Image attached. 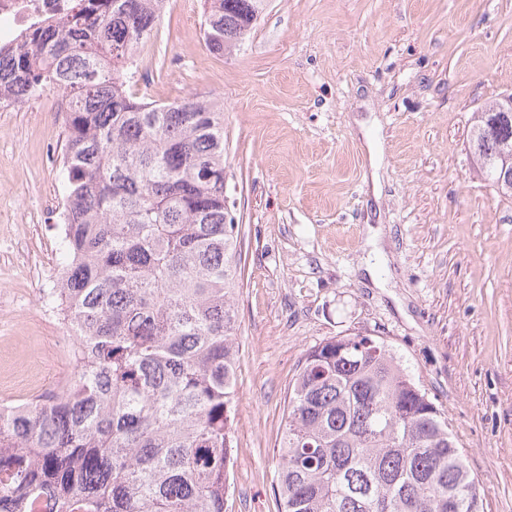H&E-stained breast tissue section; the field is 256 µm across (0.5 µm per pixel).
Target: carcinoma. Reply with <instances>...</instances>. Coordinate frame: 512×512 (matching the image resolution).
<instances>
[{
  "mask_svg": "<svg viewBox=\"0 0 512 512\" xmlns=\"http://www.w3.org/2000/svg\"><path fill=\"white\" fill-rule=\"evenodd\" d=\"M205 46L251 33L265 0H206ZM165 0H70L0 49V93L65 105V234L54 293L74 372L0 407V512H224L233 460L239 225L226 205L223 109L127 88ZM469 130L512 199V112ZM280 512H485L448 419L382 340L310 348L279 448Z\"/></svg>",
  "mask_w": 512,
  "mask_h": 512,
  "instance_id": "carcinoma-1",
  "label": "carcinoma"
}]
</instances>
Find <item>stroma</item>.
I'll list each match as a JSON object with an SVG mask.
<instances>
[{"instance_id": "stroma-1", "label": "stroma", "mask_w": 512, "mask_h": 512, "mask_svg": "<svg viewBox=\"0 0 512 512\" xmlns=\"http://www.w3.org/2000/svg\"><path fill=\"white\" fill-rule=\"evenodd\" d=\"M204 10L167 0L131 89L224 108L242 246L224 512H278L301 360L358 332L384 340L447 417L487 512H512V200L468 138L473 114L512 93V0H266L222 55L205 47ZM47 102L0 112L6 401L43 398L75 367L53 297L65 124Z\"/></svg>"}]
</instances>
